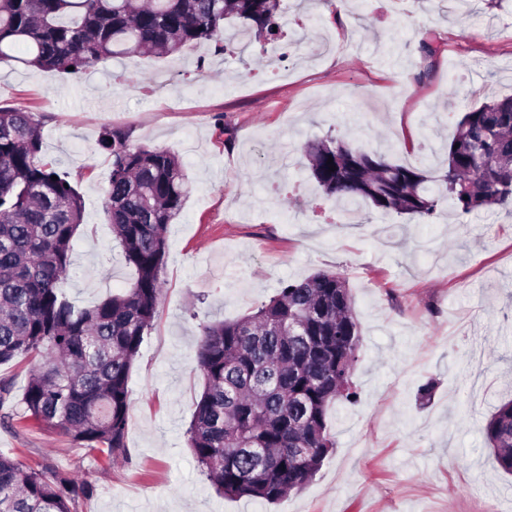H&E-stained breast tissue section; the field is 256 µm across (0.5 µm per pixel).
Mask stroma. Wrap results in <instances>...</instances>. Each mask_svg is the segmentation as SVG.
<instances>
[{"mask_svg":"<svg viewBox=\"0 0 512 512\" xmlns=\"http://www.w3.org/2000/svg\"><path fill=\"white\" fill-rule=\"evenodd\" d=\"M288 6L281 40L240 55L113 59L67 79L0 65V102L41 116L48 158L80 177L85 226L63 284L76 304L132 277L104 215L103 127L174 152L191 187L129 378L127 454L109 460L19 419L0 421V453L75 475L90 488L79 512H512V476L484 434L512 398V215L422 221L366 206L342 223L333 203L311 209L301 152L332 135L440 175L461 112L512 95V0ZM320 270L349 281L358 399L332 407L336 448L301 491L273 506L220 495L186 434L204 387L191 314L240 318Z\"/></svg>","mask_w":512,"mask_h":512,"instance_id":"35a3bbf8","label":"stroma"}]
</instances>
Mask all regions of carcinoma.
Segmentation results:
<instances>
[{"label":"carcinoma","mask_w":512,"mask_h":512,"mask_svg":"<svg viewBox=\"0 0 512 512\" xmlns=\"http://www.w3.org/2000/svg\"><path fill=\"white\" fill-rule=\"evenodd\" d=\"M282 0H0V63L75 77L109 59L160 57L211 44L242 54L281 27ZM105 212L125 263L126 291L81 307L61 290L85 204L71 173L44 153L42 122L0 104V365L33 367L22 417L112 458L127 452L128 382L157 317L167 229L190 193L182 162L107 128ZM323 198L344 208L432 218L493 205L512 213V95L463 113L438 177L339 137L303 146ZM336 170H329L328 158ZM57 179H51V176ZM361 344L346 277L318 271L282 284L254 312L202 322L194 367L205 379L187 431L220 494L276 504L301 491L336 447L330 411L353 403ZM15 415L0 378V410ZM499 467L512 474V400L487 420ZM89 488L73 475L0 454V512H78Z\"/></svg>","instance_id":"cac0c4a2"}]
</instances>
